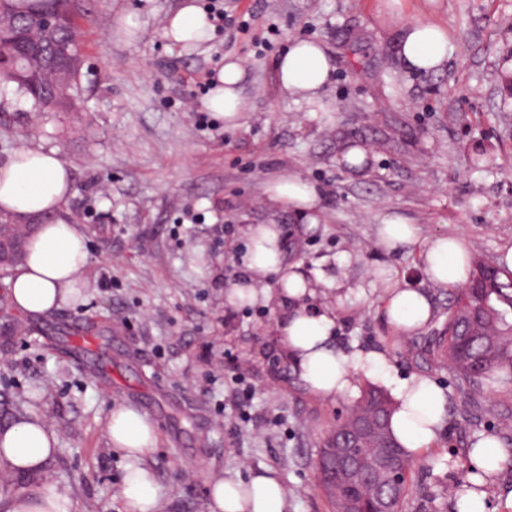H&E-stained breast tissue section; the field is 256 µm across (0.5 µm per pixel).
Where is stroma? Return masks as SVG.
<instances>
[{"label":"stroma","mask_w":512,"mask_h":512,"mask_svg":"<svg viewBox=\"0 0 512 512\" xmlns=\"http://www.w3.org/2000/svg\"><path fill=\"white\" fill-rule=\"evenodd\" d=\"M181 2L82 0L81 111L0 97V162L22 146L60 155L73 173L62 217L85 229L90 254L82 298L38 319L0 311V426L44 413L59 440L47 477L69 488L76 512H125L126 460L106 431L120 404L159 429L147 462L160 512H208L209 475L260 468L279 474L288 512H332L315 462L356 395L305 390L279 353L274 303H224L243 228L274 222L289 233L287 262L310 274L333 260L347 295L338 346L383 351L399 375L447 388L448 431L412 461L402 512H454L469 448L497 418L512 420V371L458 386L433 355L454 289L429 287L417 250H385L376 226L394 212L474 256L512 246V96L502 92L512 0H222L229 24L192 46L164 34ZM128 15L139 23L131 40L120 30ZM414 20L447 30L441 72L400 63L399 30ZM297 38L333 58L317 109L279 84L276 64ZM228 56L244 66L247 106L232 128L202 106ZM349 145L372 153L362 174L340 162ZM286 172L317 188L314 227L266 205V182ZM381 277L428 288L434 316L420 332L385 321Z\"/></svg>","instance_id":"stroma-1"}]
</instances>
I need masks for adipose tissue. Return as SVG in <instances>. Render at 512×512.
Returning <instances> with one entry per match:
<instances>
[{"label":"adipose tissue","instance_id":"ef3b65f1","mask_svg":"<svg viewBox=\"0 0 512 512\" xmlns=\"http://www.w3.org/2000/svg\"><path fill=\"white\" fill-rule=\"evenodd\" d=\"M210 27L202 9L186 0L168 17L164 31L175 41L195 44ZM398 55L409 71H441L448 59V33L431 22L407 23L401 28ZM333 69L324 46L305 38L295 39L277 63L283 91L307 101L318 98ZM243 74L240 61H226L203 102L207 111L231 126L238 125L245 111ZM72 193V170L57 152L22 147L0 163V209L24 220H41L28 242L26 257L0 282L22 313H52L68 303L85 281L87 234L60 216ZM265 194L273 209L288 208L302 217L319 211L315 188L295 174L270 180ZM376 232L386 248L420 249L424 272L434 285L455 288L466 282L469 257L458 238L422 237L417 225L397 213L385 215ZM234 262L238 273L226 283L225 304L277 305L274 334L280 352L308 392L323 399L343 396L354 391L357 376L372 378L392 389L390 428L408 458H419L441 440L448 428L447 389L423 374L399 377L385 352L337 347L336 303L327 293L333 281L325 271L310 277L301 264L286 262L281 225H247L244 246ZM384 290L382 314L398 332L411 335L430 323L434 309L425 290L397 283L385 285ZM106 429L111 447L128 460L121 483L125 512H157L164 492L145 462L157 445L155 424L138 409L119 405L110 409ZM57 445V434L44 415L27 411L0 429V470L40 475L55 457ZM507 454L493 436L472 446L469 455L478 473L472 478L473 489L459 497L456 512H487L485 495L477 486L483 477L496 474ZM208 510L288 512V491L270 468L245 474L227 471L208 481ZM0 512H75V502L66 487L44 481L33 491L0 504Z\"/></svg>","mask_w":512,"mask_h":512}]
</instances>
